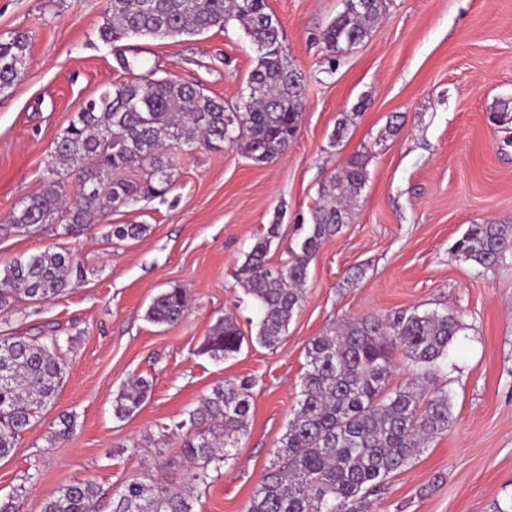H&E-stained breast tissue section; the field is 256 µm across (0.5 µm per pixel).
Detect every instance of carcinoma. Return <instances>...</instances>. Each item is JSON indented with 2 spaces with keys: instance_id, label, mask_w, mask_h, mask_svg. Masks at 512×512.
<instances>
[{
  "instance_id": "cac0c4a2",
  "label": "carcinoma",
  "mask_w": 512,
  "mask_h": 512,
  "mask_svg": "<svg viewBox=\"0 0 512 512\" xmlns=\"http://www.w3.org/2000/svg\"><path fill=\"white\" fill-rule=\"evenodd\" d=\"M385 0H344V10L326 27L323 40L335 53L352 51L367 38ZM266 0H108L99 37L116 52L130 79L108 91V99L83 108L54 142L50 182L21 202L10 228L28 233L56 224L61 235L77 236L106 212L129 207L168 190L173 155L198 144L234 143L256 163L281 156L296 139L304 109V83L288 61L282 26L268 23ZM231 20L240 22L256 52L249 96L242 111L228 112L224 100L198 85L154 79L138 50L119 43L135 38L199 35ZM29 36L0 39V90L18 81L28 59ZM491 122L512 127V107L503 104ZM139 163L140 181L123 176ZM78 171V190L66 177ZM367 172L354 162L329 182L326 202L311 210V223L292 259L270 265L267 254L278 225H269L242 265L244 292L262 317L256 339L273 346L304 299L309 261L332 229L347 223ZM144 224H112L106 238L135 239ZM465 260L496 266L512 252V224H473L455 243ZM74 267L69 250L46 249L0 269V311L24 301L45 302L68 287ZM182 288L156 295L146 318L156 325L179 322L187 309ZM462 312L401 310L388 317L350 318L313 338L298 408L288 421L282 450L264 474L248 512H373L369 492L388 476L408 468L428 442L448 430L451 397L426 385L448 355ZM244 336L226 316L205 338L204 351L221 360L238 353ZM57 340L0 336V460L8 458L29 430L35 413L56 396L65 360ZM421 369L415 381L387 390L395 353ZM152 384L128 378L113 401L117 419L132 417L148 399ZM251 410L250 384L224 380L190 411L179 428L188 429L183 459L207 479L206 467L234 459ZM91 483L67 484L46 497L42 512H97ZM112 512H195L192 489L174 490L153 481L127 482L112 500Z\"/></svg>"
}]
</instances>
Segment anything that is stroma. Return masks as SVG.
I'll list each match as a JSON object with an SVG mask.
<instances>
[{"instance_id": "obj_1", "label": "stroma", "mask_w": 512, "mask_h": 512, "mask_svg": "<svg viewBox=\"0 0 512 512\" xmlns=\"http://www.w3.org/2000/svg\"><path fill=\"white\" fill-rule=\"evenodd\" d=\"M288 58L305 84L300 131L269 163L238 146L180 153L161 197L107 213L80 238L52 225L25 234L6 226L21 200L48 179L50 148L85 103L125 81L98 37L106 0H0V38L29 36L27 69L0 92V268L62 247L78 274L59 296L0 311V335L58 340L61 389L10 457L0 497L41 512L60 487L91 481L98 512L131 479L182 487L191 469L169 428L216 383L249 380L252 409L232 464L194 485L196 512H247L276 458L307 369L305 347L331 324L418 309L464 312L432 389L452 397L453 421L409 468L386 479L377 512H512V254L485 269L458 257L473 224L512 220V134L488 121L512 100V0H386L370 36L332 57L322 33L343 0H267ZM155 77L199 84L241 104L256 52L237 21L196 37L139 41ZM351 113L343 136L336 126ZM367 181L347 224L308 265L304 300L274 346L256 339L260 313L238 284L246 254L279 227L267 259H290L330 181L351 161ZM108 224H144L136 240L106 241ZM185 289L174 325L145 318L152 298ZM244 336L226 360L203 350L225 314ZM133 375L152 392L132 418L112 403ZM74 431L57 438L61 418Z\"/></svg>"}]
</instances>
